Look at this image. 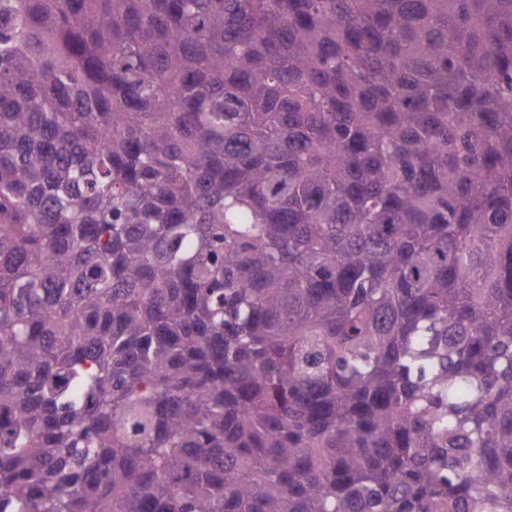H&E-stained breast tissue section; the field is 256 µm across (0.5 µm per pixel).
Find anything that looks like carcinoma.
Wrapping results in <instances>:
<instances>
[{
	"mask_svg": "<svg viewBox=\"0 0 512 512\" xmlns=\"http://www.w3.org/2000/svg\"><path fill=\"white\" fill-rule=\"evenodd\" d=\"M0 512H512V0H0Z\"/></svg>",
	"mask_w": 512,
	"mask_h": 512,
	"instance_id": "cac0c4a2",
	"label": "carcinoma"
}]
</instances>
